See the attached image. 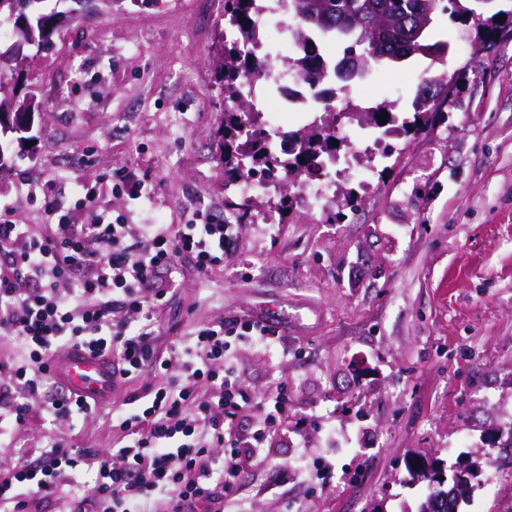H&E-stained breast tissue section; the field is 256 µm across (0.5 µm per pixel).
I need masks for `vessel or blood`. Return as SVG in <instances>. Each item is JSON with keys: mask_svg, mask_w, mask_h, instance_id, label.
<instances>
[{"mask_svg": "<svg viewBox=\"0 0 512 512\" xmlns=\"http://www.w3.org/2000/svg\"><path fill=\"white\" fill-rule=\"evenodd\" d=\"M54 371L72 392L95 403H103L112 395L111 367L91 354L66 351L57 356Z\"/></svg>", "mask_w": 512, "mask_h": 512, "instance_id": "obj_1", "label": "vessel or blood"}]
</instances>
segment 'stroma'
Masks as SVG:
<instances>
[{
	"label": "stroma",
	"mask_w": 512,
	"mask_h": 512,
	"mask_svg": "<svg viewBox=\"0 0 512 512\" xmlns=\"http://www.w3.org/2000/svg\"><path fill=\"white\" fill-rule=\"evenodd\" d=\"M493 45L473 55L461 15H440L447 65L412 59L351 84L359 107L395 100L407 110L425 72L455 77L446 112L391 142L369 185L339 180L319 212L293 184L246 203L233 258L200 273L180 258L178 282L156 310L154 348L193 342L199 327L265 319L279 343L241 344L239 380L255 395L286 384L296 431L277 438L224 512H417L425 483L407 480L408 455L454 463L489 448L512 415V0ZM51 44L23 65L39 113L32 145L0 172L33 234L45 233L35 188L74 209L83 183L133 224L180 222L185 209L236 207L220 142L231 106L216 75L222 0H63ZM124 172L135 197L112 192ZM274 229H267V222ZM116 380L87 420L51 425L40 403L0 463L54 441L106 451L121 437L116 408L161 384ZM347 439L335 446L329 427ZM319 457L299 472L300 448ZM496 477L497 490L485 484ZM460 512H512V478L483 467Z\"/></svg>",
	"instance_id": "1"
}]
</instances>
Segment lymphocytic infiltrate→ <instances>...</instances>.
<instances>
[{
  "label": "lymphocytic infiltrate",
  "instance_id": "f902f5d3",
  "mask_svg": "<svg viewBox=\"0 0 512 512\" xmlns=\"http://www.w3.org/2000/svg\"><path fill=\"white\" fill-rule=\"evenodd\" d=\"M49 232L33 235L0 203V334L21 354L0 361V412L23 422L29 401L42 396L50 421L75 423L95 410L88 399L59 391L51 361L61 348H78L110 360L117 377L163 374L165 380L132 411L122 413L124 435L112 450L89 453L56 443L39 462L18 456L0 478V504L29 512L51 498L63 476L86 469L95 478L80 500L88 512H148L161 500L168 512H220L225 496L241 486L265 444L287 432L285 390L256 396L231 365L236 343L266 345L260 320L206 325L192 346L179 350L181 369L157 355L151 341L154 313L165 290L161 270L191 255L200 271L223 266L232 225L192 212L183 224H148L133 239L125 216L96 211L78 223L43 193ZM136 320H128V313ZM206 379L213 394L198 400L194 384ZM254 413L247 434L237 418ZM223 449L215 457L214 449Z\"/></svg>",
  "mask_w": 512,
  "mask_h": 512
}]
</instances>
